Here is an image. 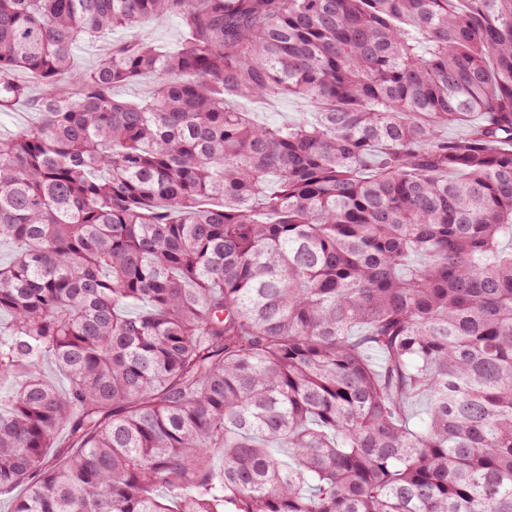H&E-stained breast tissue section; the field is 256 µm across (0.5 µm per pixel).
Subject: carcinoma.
Returning a JSON list of instances; mask_svg holds the SVG:
<instances>
[{"label":"carcinoma","mask_w":512,"mask_h":512,"mask_svg":"<svg viewBox=\"0 0 512 512\" xmlns=\"http://www.w3.org/2000/svg\"><path fill=\"white\" fill-rule=\"evenodd\" d=\"M20 102L12 512H512V0H0ZM145 35L155 44L172 45L179 41L181 31L174 19L162 18L147 23ZM301 104L294 100L283 98L275 102L271 107L260 113V117L268 122H281L296 116Z\"/></svg>","instance_id":"1"}]
</instances>
